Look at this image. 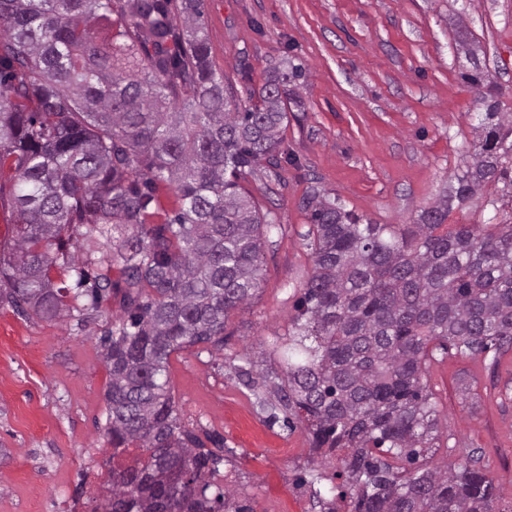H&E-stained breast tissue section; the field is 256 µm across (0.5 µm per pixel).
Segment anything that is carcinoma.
I'll return each instance as SVG.
<instances>
[{
  "label": "carcinoma",
  "mask_w": 512,
  "mask_h": 512,
  "mask_svg": "<svg viewBox=\"0 0 512 512\" xmlns=\"http://www.w3.org/2000/svg\"><path fill=\"white\" fill-rule=\"evenodd\" d=\"M202 6L181 0L177 26L171 0H0V196L15 218L0 304L52 321L116 301L100 338L107 434L112 457L132 446L146 460L112 468L101 512H247L227 489L208 495L222 457L181 429L168 363L224 347L226 317L258 288L267 215L240 180L277 160L304 72L285 60L238 103ZM479 100L473 161L417 223L362 224L309 198L314 273L268 380L315 448L349 450L351 512H495L479 469L395 465L440 439L433 349L512 346V224H445L512 164V119ZM161 183L179 207L152 225ZM107 224L112 251L97 258Z\"/></svg>",
  "instance_id": "1"
}]
</instances>
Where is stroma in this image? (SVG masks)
<instances>
[{"instance_id": "stroma-1", "label": "stroma", "mask_w": 512, "mask_h": 512, "mask_svg": "<svg viewBox=\"0 0 512 512\" xmlns=\"http://www.w3.org/2000/svg\"><path fill=\"white\" fill-rule=\"evenodd\" d=\"M213 66L246 96L269 67L302 66V110H289L277 163L243 182L267 213L261 280L232 310L224 347L171 354L168 388L180 423L209 433L222 471L251 512H296L292 488L349 512L334 498L341 462L316 451L263 376L313 274L306 201L312 191L365 222L412 224L470 161L483 107L465 83L467 34L500 111L512 114V0H204ZM512 193L489 185L454 208L452 224H499ZM117 306L55 322L0 304V512H54L64 494L92 493L106 435L109 380L100 338ZM249 364L251 374L238 375ZM441 437L418 466L477 465L512 507V349L466 357L434 350L425 375ZM97 451L85 459L84 449Z\"/></svg>"}]
</instances>
